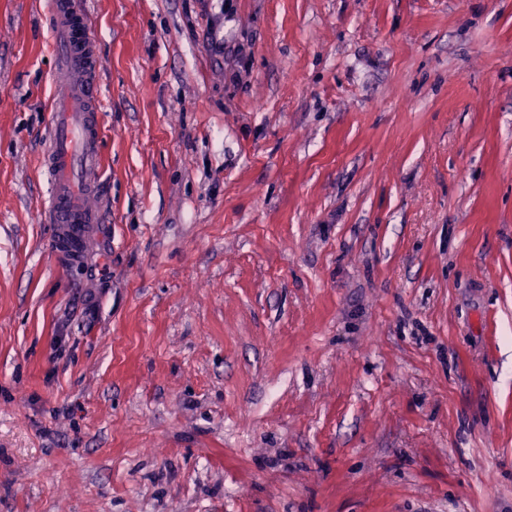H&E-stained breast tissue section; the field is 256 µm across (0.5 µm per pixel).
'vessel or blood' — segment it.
Returning a JSON list of instances; mask_svg holds the SVG:
<instances>
[{
  "mask_svg": "<svg viewBox=\"0 0 512 512\" xmlns=\"http://www.w3.org/2000/svg\"><path fill=\"white\" fill-rule=\"evenodd\" d=\"M47 14L60 92L51 102L42 151L48 190L40 217L54 225L59 254L75 263L101 221L100 210L90 204L103 164L97 60L78 0H47Z\"/></svg>",
  "mask_w": 512,
  "mask_h": 512,
  "instance_id": "b4317fda",
  "label": "vessel or blood"
}]
</instances>
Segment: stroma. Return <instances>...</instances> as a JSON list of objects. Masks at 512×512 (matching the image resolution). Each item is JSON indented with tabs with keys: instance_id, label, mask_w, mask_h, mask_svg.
Masks as SVG:
<instances>
[{
	"instance_id": "1",
	"label": "stroma",
	"mask_w": 512,
	"mask_h": 512,
	"mask_svg": "<svg viewBox=\"0 0 512 512\" xmlns=\"http://www.w3.org/2000/svg\"><path fill=\"white\" fill-rule=\"evenodd\" d=\"M87 3L72 264L0 0V512H512V0Z\"/></svg>"
}]
</instances>
